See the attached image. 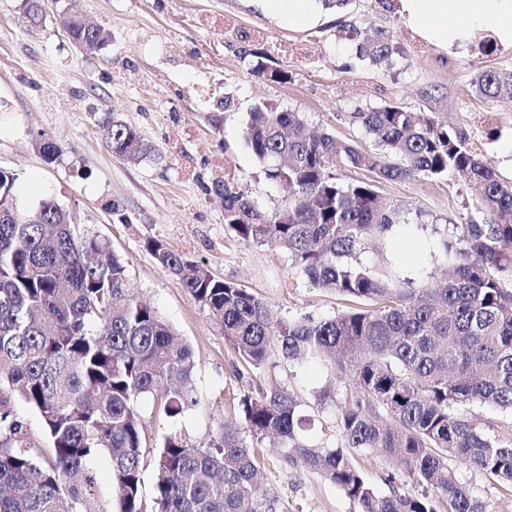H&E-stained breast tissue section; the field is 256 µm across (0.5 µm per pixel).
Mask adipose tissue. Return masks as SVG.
<instances>
[{
	"label": "adipose tissue",
	"instance_id": "ef3b65f1",
	"mask_svg": "<svg viewBox=\"0 0 512 512\" xmlns=\"http://www.w3.org/2000/svg\"><path fill=\"white\" fill-rule=\"evenodd\" d=\"M264 14L311 26L324 13L320 0H253ZM401 12L424 39L441 48L466 46L480 32L512 45V0H398Z\"/></svg>",
	"mask_w": 512,
	"mask_h": 512
}]
</instances>
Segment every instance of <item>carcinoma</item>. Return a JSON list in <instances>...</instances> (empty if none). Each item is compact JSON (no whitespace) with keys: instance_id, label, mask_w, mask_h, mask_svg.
I'll return each instance as SVG.
<instances>
[{"instance_id":"cac0c4a2","label":"carcinoma","mask_w":512,"mask_h":512,"mask_svg":"<svg viewBox=\"0 0 512 512\" xmlns=\"http://www.w3.org/2000/svg\"><path fill=\"white\" fill-rule=\"evenodd\" d=\"M61 23L75 40L95 41L79 17ZM359 57L373 65L393 51L392 36L366 37ZM252 72L286 83L289 73L256 60ZM479 97L512 101V69L481 71ZM350 121L374 138L366 148L299 112L258 104L244 140L265 178L288 187L274 209L239 189L224 194V224L240 242L279 244L308 287L348 302L331 317L275 319L239 283L149 239L158 266L208 310L240 364L258 373L317 363L339 372L316 412L333 416L336 441L309 438L315 416L272 379L245 393L216 423L207 444L166 434L150 461L139 401L160 400L179 422L199 405L190 346L130 287L126 263L55 199L24 214L18 176L0 169V512H279V498L258 481L259 444L271 440L285 461L319 472L357 503L358 512H489L458 476L477 471L512 492V420L488 429L476 407L512 416V185L501 181L457 133L425 112L397 104L359 108ZM123 160L153 151L134 126L101 124ZM350 167L368 173L345 180ZM454 171L476 191L457 241L443 238L449 263L439 288L417 287L392 266L360 256L388 242L405 211L383 201V181H437ZM21 400L48 439L36 447L12 408ZM397 458L418 495L379 494L350 453ZM112 465L100 497L92 463ZM152 470L150 501L142 494Z\"/></svg>"}]
</instances>
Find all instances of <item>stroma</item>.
<instances>
[{
    "mask_svg": "<svg viewBox=\"0 0 512 512\" xmlns=\"http://www.w3.org/2000/svg\"><path fill=\"white\" fill-rule=\"evenodd\" d=\"M394 2L350 0L344 11L326 10L317 25L299 28L263 15L248 0H46V24L35 27L22 0H0V168L17 174L22 207L54 197L106 240L127 263L133 288L190 345L201 403L177 429L193 443L208 440L233 398L263 383L236 376L237 356L221 324L155 263L147 239L245 286L279 318L329 317L346 307L309 288L286 250L245 245L224 223L215 186L225 173L266 208L288 196L266 180L243 139L256 103L302 113L309 125L368 145L371 136L349 121V112L395 102L460 133L502 181L512 182V102L484 101L472 90L478 72L512 69V45H497L488 56L474 46L439 48L415 33ZM74 12L109 32L104 46L84 51L70 42L58 20ZM344 26L391 34L389 61L377 67L358 58L355 42L339 36ZM164 39L175 41L174 52L156 51ZM263 50L272 66L289 72L288 82L253 75V54ZM110 116L137 127L152 154L139 162L113 155L99 128ZM44 140L61 145L56 161L43 159ZM380 193L411 221L396 227L393 247L368 252L364 261L389 259L415 285L438 283L435 243L466 223L471 186L452 173L438 181L386 182ZM275 374L306 411L328 384L316 365H284ZM263 452L262 483L288 512H358L319 473L287 464L279 449ZM360 462L379 494L422 491L395 460L367 451Z\"/></svg>",
    "mask_w": 512,
    "mask_h": 512,
    "instance_id": "1",
    "label": "stroma"
}]
</instances>
